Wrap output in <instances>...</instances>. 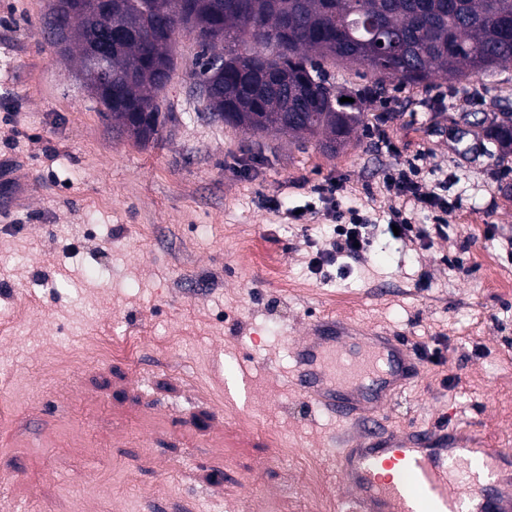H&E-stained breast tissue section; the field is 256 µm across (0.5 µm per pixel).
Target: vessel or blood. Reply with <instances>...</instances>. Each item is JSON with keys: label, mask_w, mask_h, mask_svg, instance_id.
Masks as SVG:
<instances>
[{"label": "vessel or blood", "mask_w": 512, "mask_h": 512, "mask_svg": "<svg viewBox=\"0 0 512 512\" xmlns=\"http://www.w3.org/2000/svg\"><path fill=\"white\" fill-rule=\"evenodd\" d=\"M290 381L318 408L353 425L336 465L350 494L343 512H512V449L487 448L498 460L494 481L461 470L467 448L453 447L455 427L401 432L385 408L419 370L397 337L327 317L290 348Z\"/></svg>", "instance_id": "vessel-or-blood-1"}]
</instances>
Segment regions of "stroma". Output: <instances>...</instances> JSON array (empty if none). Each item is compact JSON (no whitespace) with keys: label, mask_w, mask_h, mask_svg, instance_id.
<instances>
[{"label":"stroma","mask_w":512,"mask_h":512,"mask_svg":"<svg viewBox=\"0 0 512 512\" xmlns=\"http://www.w3.org/2000/svg\"><path fill=\"white\" fill-rule=\"evenodd\" d=\"M50 7L0 0V512H308L309 477L338 512L343 431L286 377L327 315L438 352L394 426L512 448V154L476 125L512 110V67L391 83L332 156L210 118L183 31L159 97L172 120L144 147L49 44ZM410 161L451 204L447 239L376 233L313 270L336 218L312 186L385 224L402 202L382 178ZM249 239L271 266L242 261ZM90 340L123 352L87 358Z\"/></svg>","instance_id":"obj_1"}]
</instances>
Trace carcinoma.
Segmentation results:
<instances>
[{
	"instance_id": "1",
	"label": "carcinoma",
	"mask_w": 512,
	"mask_h": 512,
	"mask_svg": "<svg viewBox=\"0 0 512 512\" xmlns=\"http://www.w3.org/2000/svg\"><path fill=\"white\" fill-rule=\"evenodd\" d=\"M112 0V21L71 20L80 67L88 45L112 43V96L95 98L105 118L147 145L171 120L160 94L175 70L170 46L181 30L207 27L218 37L199 42L196 79L208 91L205 110L244 132L274 131L316 140L331 153L363 123L361 95L340 102L322 62L358 63L385 83L458 82L472 72L512 64V0ZM175 19L167 33L156 6ZM224 56V71L206 67ZM512 153V112L486 129Z\"/></svg>"
}]
</instances>
